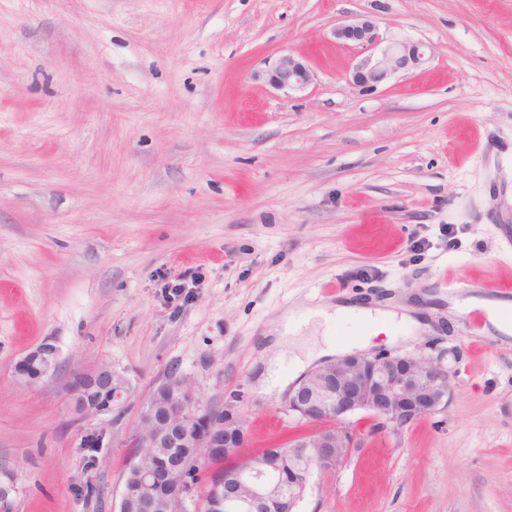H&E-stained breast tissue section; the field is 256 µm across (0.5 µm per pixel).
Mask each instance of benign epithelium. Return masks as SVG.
<instances>
[{"label": "benign epithelium", "instance_id": "benign-epithelium-1", "mask_svg": "<svg viewBox=\"0 0 512 512\" xmlns=\"http://www.w3.org/2000/svg\"><path fill=\"white\" fill-rule=\"evenodd\" d=\"M336 39L351 43L364 52L355 64L352 84L362 92L372 91L399 72L409 71L426 61V45L410 39L391 42L377 49L379 35L374 21L361 17L334 28ZM275 90L302 92L315 76L309 66L294 55L282 56L271 68L259 74ZM58 364V352L46 343L28 353L20 362L19 373L30 381L51 375ZM101 386L102 394L86 404L77 416L112 410L125 390V381L115 380L114 372L101 367L80 375L71 389V401L86 399V377ZM451 372L442 359L421 355L372 356L350 353L327 361L300 382L288 400V411L298 418L318 422L330 420L336 427L301 436L289 443L283 463L288 467L287 484L279 493L270 492L273 481L269 469L245 462L233 468L225 465L224 491L217 495L219 512H291V504L303 499L316 471L335 470L346 463L361 447L360 436L345 426L358 413L369 415L376 429L402 427L433 412L448 402ZM164 397L169 421L157 423L154 404L145 401L130 439L141 448H222L227 456L242 453L247 434L242 423L228 411L216 412L204 407L177 378L164 381ZM129 469L138 472L136 486H123L120 510L131 499L139 502L142 512H154V489L160 481L182 484L188 480L189 462L182 458L173 466L163 460L153 471L141 469L131 460Z\"/></svg>", "mask_w": 512, "mask_h": 512}]
</instances>
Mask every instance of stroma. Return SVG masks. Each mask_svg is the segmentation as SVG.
Segmentation results:
<instances>
[{
  "instance_id": "35a3bbf8",
  "label": "stroma",
  "mask_w": 512,
  "mask_h": 512,
  "mask_svg": "<svg viewBox=\"0 0 512 512\" xmlns=\"http://www.w3.org/2000/svg\"><path fill=\"white\" fill-rule=\"evenodd\" d=\"M429 48L377 90L334 28ZM303 58L305 92L258 73ZM193 277L188 301L164 286ZM467 282L466 291L442 279ZM512 278V0H0V480L13 512H118L128 441L169 375L229 411L247 452L319 426L264 392L360 321L285 336V311L344 299L396 313L370 354L443 358L446 405L371 431L314 473L300 512H512V333L470 332L472 297ZM50 377L18 362L43 343ZM126 390L77 419L68 388ZM103 431L97 465L88 432ZM58 364V352L51 344H43L28 353L20 362L19 373L30 381L51 375ZM92 377L98 381L103 393L92 404L87 403L83 411H76V403L86 399V377ZM125 390V381H115L114 372L111 368L101 367L96 371L80 375L71 389L72 410L78 417L88 414H97L112 411V407L118 402Z\"/></svg>"
}]
</instances>
